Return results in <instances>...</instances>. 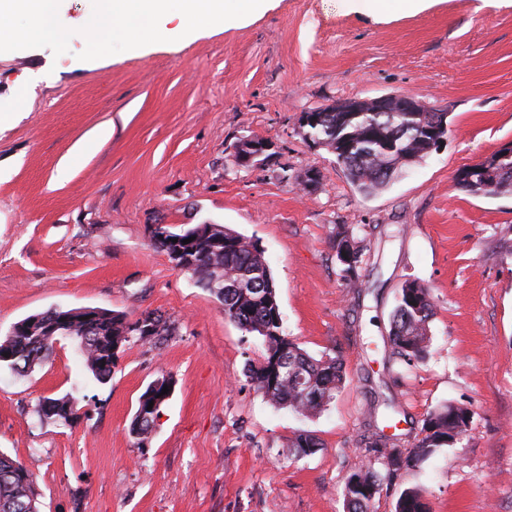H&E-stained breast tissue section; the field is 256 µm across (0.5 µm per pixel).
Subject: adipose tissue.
<instances>
[{
    "instance_id": "ef3b65f1",
    "label": "adipose tissue",
    "mask_w": 512,
    "mask_h": 512,
    "mask_svg": "<svg viewBox=\"0 0 512 512\" xmlns=\"http://www.w3.org/2000/svg\"><path fill=\"white\" fill-rule=\"evenodd\" d=\"M266 0H96V9L88 20V37L112 32L132 43L153 35L158 23L179 7L187 25L204 20L220 27L229 18H246L255 13ZM22 14L32 20L23 34L31 41L62 43L72 32L57 8V0H0V18Z\"/></svg>"
}]
</instances>
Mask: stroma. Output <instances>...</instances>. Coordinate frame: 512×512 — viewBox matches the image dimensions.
<instances>
[{
  "label": "stroma",
  "mask_w": 512,
  "mask_h": 512,
  "mask_svg": "<svg viewBox=\"0 0 512 512\" xmlns=\"http://www.w3.org/2000/svg\"><path fill=\"white\" fill-rule=\"evenodd\" d=\"M93 0H60L64 44L0 48V338L51 308L163 315L170 336L130 337L108 383L76 342L19 374L0 368V452L32 475L40 512H345V476L371 456L384 402L409 451L428 412L451 402L467 433L383 486L374 512L419 490L430 512H512V193L474 196L461 168L512 140V0H437L417 13L387 0H272L257 17L132 48L85 36ZM407 94L448 114V139L383 190L360 193L299 111L339 99ZM256 135L273 169L235 167L228 149ZM320 176L309 195L295 182ZM211 221L254 242L274 278L285 333L343 363L345 382L304 417L245 375L258 336L174 269L151 234ZM366 245L362 286L347 288L336 227ZM431 290L426 357L383 350L399 290ZM170 398L146 441L128 432L157 378ZM80 417H40L43 397ZM317 438L298 455L291 439ZM47 407L53 408L54 411L52 413L46 411ZM39 412L41 415L54 418L56 422L63 425H71L80 417L76 403L68 396L42 398L39 403Z\"/></svg>",
  "instance_id": "stroma-1"
}]
</instances>
